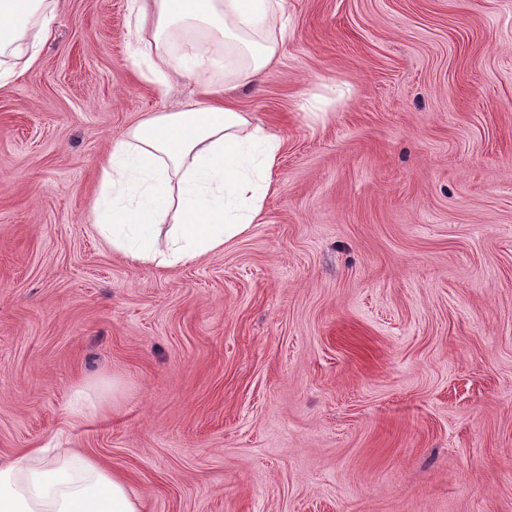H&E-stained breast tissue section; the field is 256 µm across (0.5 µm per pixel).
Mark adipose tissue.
<instances>
[{
  "label": "adipose tissue",
  "instance_id": "adipose-tissue-1",
  "mask_svg": "<svg viewBox=\"0 0 512 512\" xmlns=\"http://www.w3.org/2000/svg\"><path fill=\"white\" fill-rule=\"evenodd\" d=\"M129 2L134 53L158 88L174 70L209 86L227 56L240 85L281 62L286 0ZM52 20L49 0H0V85L36 61ZM279 150L275 134L218 99L146 116L113 142L101 167L105 205L92 222L132 262L167 268L195 259L259 219ZM143 510L125 476L87 455L41 447L0 464V512Z\"/></svg>",
  "mask_w": 512,
  "mask_h": 512
}]
</instances>
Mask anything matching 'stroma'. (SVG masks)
Segmentation results:
<instances>
[{"instance_id":"35a3bbf8","label":"stroma","mask_w":512,"mask_h":512,"mask_svg":"<svg viewBox=\"0 0 512 512\" xmlns=\"http://www.w3.org/2000/svg\"><path fill=\"white\" fill-rule=\"evenodd\" d=\"M0 86V461L61 443L146 512H512V0H287L230 98L281 148L260 220L155 268L91 214L146 79L129 0H53ZM102 404L70 419L75 391Z\"/></svg>"}]
</instances>
